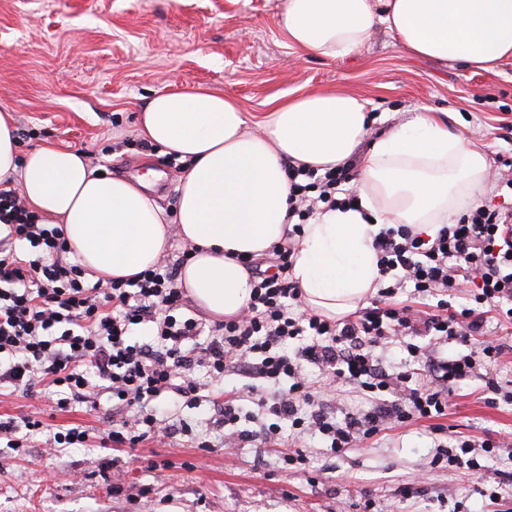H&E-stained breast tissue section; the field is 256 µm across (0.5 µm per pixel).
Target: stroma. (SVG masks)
<instances>
[{
  "instance_id": "stroma-1",
  "label": "stroma",
  "mask_w": 512,
  "mask_h": 512,
  "mask_svg": "<svg viewBox=\"0 0 512 512\" xmlns=\"http://www.w3.org/2000/svg\"><path fill=\"white\" fill-rule=\"evenodd\" d=\"M281 0H0V106L14 110L22 150L42 143L83 151L102 172L137 178L154 171L151 197L172 210L177 163L138 144L113 148L135 133L138 108L155 93L199 86L236 99L261 114L273 99L320 90H345L382 118L380 133L427 106L448 115L451 130L467 135L490 168L512 161V61L497 72L420 58L378 30L353 58L328 61L289 48L279 25ZM247 378L226 373L210 396L194 405L169 396L157 415L191 429L166 443L108 451L98 431L112 414L101 394L96 406L69 411L0 388V418L36 405L53 426H82L87 444L50 453L45 436L28 452L0 447V512H336L342 501L371 497L372 512H512V457L490 460L496 481L469 472L439 471L409 496L401 488L430 458L425 427L384 431L336 456L328 440L304 433L281 446L259 441L228 448L213 404L244 395ZM481 380L460 385L445 424L478 438L512 432V403L490 408ZM304 449L308 472L283 470L279 450ZM115 459L123 481L109 488L99 472Z\"/></svg>"
}]
</instances>
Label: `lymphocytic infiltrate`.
<instances>
[{
  "instance_id": "1",
  "label": "lymphocytic infiltrate",
  "mask_w": 512,
  "mask_h": 512,
  "mask_svg": "<svg viewBox=\"0 0 512 512\" xmlns=\"http://www.w3.org/2000/svg\"><path fill=\"white\" fill-rule=\"evenodd\" d=\"M353 165L320 174L293 167L289 243L274 246L265 261L246 260L253 279L251 301L236 317L206 323L192 314L178 286L179 270L192 255L184 247L177 259L160 258L133 277L87 284L85 269L69 257L64 231L40 223L29 211L17 183L0 182V386L32 393L43 386L56 410L95 403L108 393L121 409L139 406L133 421L101 429V447L136 448L145 440H165L173 424L150 413L149 405L168 394L196 403L202 379L223 380L235 370L250 378L252 404L273 421L255 430H236L243 406L226 400L221 410L231 426L228 444L278 440L282 429L318 431L342 454L384 430L427 424L439 444L423 474L445 467L486 478L488 459L502 443L454 435L443 424L449 399L466 380L481 377L484 402L497 406L502 387L495 368L512 346L490 338L486 322L495 314L512 326V202L480 204L423 237L407 224H390L373 240L379 280L370 305L353 316L330 321L305 309L290 277L303 224L319 210L353 205L348 184ZM407 299H399L400 291ZM428 300L419 308V300ZM150 330L151 343L129 339L132 327ZM404 339L408 357L385 367L380 348ZM296 340L295 355L282 352ZM457 344L461 353L439 356V344ZM322 377L311 381L306 366ZM288 378V388L259 391L263 382ZM350 387L368 407L336 420L327 398ZM48 433L51 449L83 444L79 426L50 428L39 409L0 421L8 448H24L29 437Z\"/></svg>"
}]
</instances>
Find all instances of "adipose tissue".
<instances>
[{
    "mask_svg": "<svg viewBox=\"0 0 512 512\" xmlns=\"http://www.w3.org/2000/svg\"><path fill=\"white\" fill-rule=\"evenodd\" d=\"M279 23L289 47L330 61L355 55L381 28L421 57L489 72L512 60V0H282ZM377 121L342 91L276 99L259 117L201 88L154 94L136 128L184 165L168 216L144 180L99 174L82 151L46 143L21 152L12 113L0 107V181L17 179L26 206L62 225L94 280L148 268L178 233L196 248L180 284L222 319L250 300L243 258L287 239L289 167L322 173L358 159L357 209L315 213L290 271L305 308L336 320L375 293L383 225L435 233L478 202L490 176L484 154L430 108L375 136Z\"/></svg>",
    "mask_w": 512,
    "mask_h": 512,
    "instance_id": "ef3b65f1",
    "label": "adipose tissue"
}]
</instances>
